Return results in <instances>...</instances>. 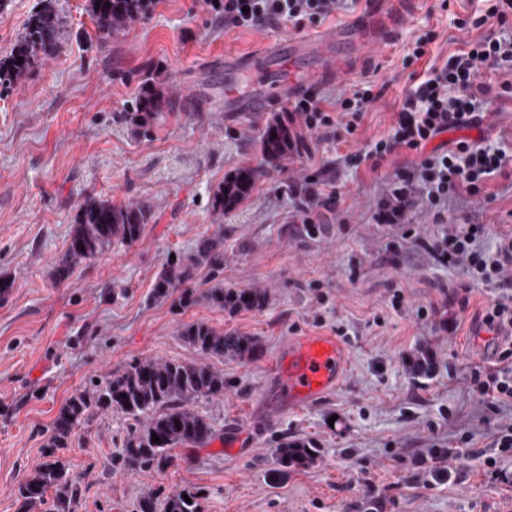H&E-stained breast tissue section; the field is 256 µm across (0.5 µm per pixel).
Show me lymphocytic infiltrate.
I'll return each mask as SVG.
<instances>
[{
	"instance_id": "lymphocytic-infiltrate-1",
	"label": "lymphocytic infiltrate",
	"mask_w": 512,
	"mask_h": 512,
	"mask_svg": "<svg viewBox=\"0 0 512 512\" xmlns=\"http://www.w3.org/2000/svg\"><path fill=\"white\" fill-rule=\"evenodd\" d=\"M211 9L233 28H258L281 19L302 17L324 19L343 10L344 0H206ZM479 9L458 19L459 30L472 33L463 49L451 55L445 65L432 69L403 98L387 137L375 141L363 154L371 169H378L399 150L422 153L414 166L400 168L388 198L378 208L381 224H403L418 194H425L443 222L442 210L450 197L466 192L483 194L489 180L512 170V157L476 140L462 138L453 148L424 155L423 150L436 137L450 131L478 127L481 106L492 86L481 79L484 71L512 72V36L503 28L512 26V0H482ZM379 98L373 82H365L336 102L335 113H328L313 97L299 100L288 122L302 121L305 135L327 128L354 133L355 120ZM291 191L300 197L296 219L299 223L322 224L328 211H340L343 198L333 180L323 174L294 183ZM487 224L468 221L465 228H451L441 236L421 240V247L442 263L462 267L475 282L494 286L495 296L484 306L478 321L497 338L496 365H471V386L490 402L512 400V232L499 234L494 254L480 248ZM469 437H461L448 448H431L416 454L418 471L442 481L455 467L460 449L469 447Z\"/></svg>"
}]
</instances>
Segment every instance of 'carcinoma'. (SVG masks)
Returning <instances> with one entry per match:
<instances>
[{"label":"carcinoma","mask_w":512,"mask_h":512,"mask_svg":"<svg viewBox=\"0 0 512 512\" xmlns=\"http://www.w3.org/2000/svg\"><path fill=\"white\" fill-rule=\"evenodd\" d=\"M57 0H40L29 15L23 33L9 56L0 61V85L9 87L23 79L38 56L50 57L61 48L62 18ZM155 0H88V9L102 33H118L136 19L148 14ZM172 109L165 89L144 83L136 109L128 113L136 129L149 127ZM294 131L288 123L274 119L259 136L261 163L237 169L224 178L211 196L214 214L222 215L243 203L267 168L281 165L291 155ZM153 214L144 204L116 205L107 199L90 198L79 209L66 250L52 270L56 282L64 281L72 269L96 258L113 244L136 243ZM206 272L208 288H195L197 274ZM224 271V232L204 238L188 255L167 263L156 276L149 297L154 302H171L174 308H188L206 302L218 309L238 311L261 309L268 301L257 288H226ZM183 341L205 362L139 360L116 373L93 394L71 396L61 407L43 451L44 461L17 486L19 512H76L82 494L81 480L70 475L57 449L67 446L75 429L83 424L91 407L120 412L136 422L127 435L116 462L130 471L168 464L171 450L189 444H204L213 434L209 419L191 405L199 399L224 394V373L209 360L252 359L261 349L255 336L218 329L206 322H192L180 331ZM157 434L160 442L152 440ZM279 474L314 464L317 449L308 442L285 441L277 448ZM191 502H186L183 495ZM201 491L183 487L165 497L163 512H202Z\"/></svg>","instance_id":"cac0c4a2"}]
</instances>
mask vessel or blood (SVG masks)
Segmentation results:
<instances>
[{
	"mask_svg": "<svg viewBox=\"0 0 512 512\" xmlns=\"http://www.w3.org/2000/svg\"><path fill=\"white\" fill-rule=\"evenodd\" d=\"M361 38V32L349 24L312 39L268 41L247 55L225 54L224 100L212 103L211 108L257 114L274 105H287L332 75L342 61L340 47L358 43ZM279 63L286 64L289 73L271 81L269 70ZM242 78L248 86L243 93L235 88ZM348 370L343 342L330 334H315L288 343L279 352L271 379L289 410L298 411L337 390Z\"/></svg>",
	"mask_w": 512,
	"mask_h": 512,
	"instance_id": "1",
	"label": "vessel or blood"
}]
</instances>
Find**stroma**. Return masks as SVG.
<instances>
[{
    "mask_svg": "<svg viewBox=\"0 0 512 512\" xmlns=\"http://www.w3.org/2000/svg\"><path fill=\"white\" fill-rule=\"evenodd\" d=\"M37 2L10 0L0 13V59ZM378 2L348 0L326 20L228 29L205 0H156L126 30L102 34L88 0H58L60 52L38 59L0 93V279L12 283L0 293V512H17V484L41 463L67 399L93 393L137 360H195L180 337L194 321L261 341L255 360L217 363L223 396L194 403L212 422L213 437L178 449L166 468L124 473L112 459L131 419L91 409L61 453L83 479L77 512H136L143 496L161 500L187 485L202 489V512H512V485L482 475L486 456L498 454L490 446L495 428L512 422V403L487 404L461 377L465 365L483 358L476 314L494 291L376 223L395 170L415 153L400 152L374 171L345 161L386 135L408 88L461 48L465 35L455 18L474 11L477 0H413L394 36L361 48L341 75L312 90L332 113L353 85L369 80L381 88L354 134L313 135L310 158L269 170L235 210L211 212L214 188L259 163L256 141L277 116L199 107L196 95L224 97L225 54L364 21ZM428 31L435 38L425 56L404 67L409 48ZM148 81L162 85L174 107L145 136L127 114ZM468 135L511 152L512 98L490 99L483 123ZM324 168L336 177L342 211L311 234L292 221L299 199L288 185ZM91 197L147 205L153 221L133 246H112L53 282L75 215ZM470 216L490 225L480 246L494 251L498 235L512 231V181L498 178L489 196L449 202L448 221ZM219 229L225 287L266 290L268 305L230 313L204 302L176 310L151 301L171 257ZM461 288L470 291L465 307L453 297ZM397 290L404 295L398 309L391 305ZM421 308L428 319L418 317ZM325 331L338 334L351 356L340 389L307 409L272 415L261 395L279 349ZM424 347L436 366L418 377L407 360ZM465 434L474 452L451 478L413 480L414 454ZM287 440L312 442L317 463L278 476L276 450Z\"/></svg>",
    "mask_w": 512,
    "mask_h": 512,
    "instance_id": "35a3bbf8",
    "label": "stroma"
}]
</instances>
